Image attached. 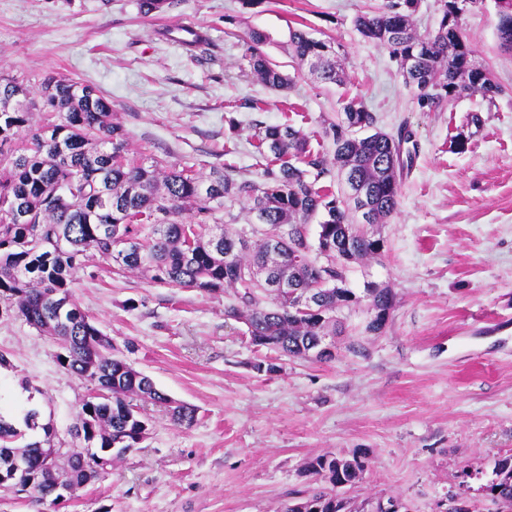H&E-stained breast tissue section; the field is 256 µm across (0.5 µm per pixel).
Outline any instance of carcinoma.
<instances>
[{
  "label": "carcinoma",
  "mask_w": 512,
  "mask_h": 512,
  "mask_svg": "<svg viewBox=\"0 0 512 512\" xmlns=\"http://www.w3.org/2000/svg\"><path fill=\"white\" fill-rule=\"evenodd\" d=\"M433 33L414 25L420 0H389L384 10L364 13L356 27L386 48L405 84L417 86L418 106L479 93L492 101L503 93L489 74L477 78L470 42L460 24V0H440ZM176 0H139L145 15L164 13ZM500 45L512 51V0H498ZM266 36L244 38L249 74L270 90L292 79L261 50ZM289 53L311 76L341 85L346 76L333 42L292 29ZM54 93L11 112H0V314H14L38 332L55 337L58 365L90 386L75 426L84 443L101 450L97 459L70 448L56 460L43 458L44 439L17 445L23 433L0 418V484L14 485L15 465L26 459L27 481L14 494L58 504L44 471L65 476L74 491L96 478L148 434L151 419L140 405L165 408L172 422L189 428L198 409L177 403L132 368L77 302L73 285L82 263L97 256L126 271L150 274L154 282L215 294L235 291L224 315L246 327L251 345L289 358L319 360L318 347L343 333L336 313L359 301L342 287L345 267L381 255L375 226L386 224L400 204L406 164L405 135L376 126V117L355 98L341 103L340 117L323 122L332 157L312 153L306 134L290 125H255L257 179L238 181L215 169L203 178L165 160L129 157L128 135L112 121V103L99 91L58 74L44 77ZM41 112L40 120H34ZM27 137L19 139L21 131ZM245 202L252 244L233 237L232 208ZM224 217H219V212ZM317 221L315 240L308 226ZM137 224L151 225L140 237ZM285 282L288 290L272 287ZM312 299V306L300 299ZM374 310L366 326L382 330L393 307L389 288L370 286ZM307 470L321 485L288 502L284 512H352L336 489L362 479L364 461L324 453ZM484 488L497 512H512V455L494 463Z\"/></svg>",
  "instance_id": "carcinoma-1"
}]
</instances>
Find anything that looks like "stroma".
Listing matches in <instances>:
<instances>
[{
	"label": "stroma",
	"mask_w": 512,
	"mask_h": 512,
	"mask_svg": "<svg viewBox=\"0 0 512 512\" xmlns=\"http://www.w3.org/2000/svg\"><path fill=\"white\" fill-rule=\"evenodd\" d=\"M387 0H178L143 15L138 0H0V75L32 95L58 73L95 87L129 136L131 157L163 158L201 176L227 169L255 179L254 125L287 123L330 151L322 122L342 98L361 100L378 128L406 127L417 145L400 205L379 226L382 255L352 264L348 286L392 290L385 327L365 326L367 301L340 317L357 351L331 361L268 358L224 314L232 292L174 288L91 258L74 288L82 307L127 362L171 399L195 406L191 428L150 406L146 440L82 489L62 512H279L313 486L306 466L331 452H367L346 496L361 512L397 498L410 512H445L453 495L487 512L493 463L512 454V53L499 46L495 0L469 7L461 24L477 63L504 90L434 109L413 104L397 62L355 27ZM192 25L195 49L161 29ZM340 46L347 79L296 75L289 32ZM266 35L264 52L295 78L276 92L254 82L243 37ZM57 343L23 319L0 316V407L39 408L57 440L71 431L88 387L60 368Z\"/></svg>",
	"instance_id": "1"
}]
</instances>
